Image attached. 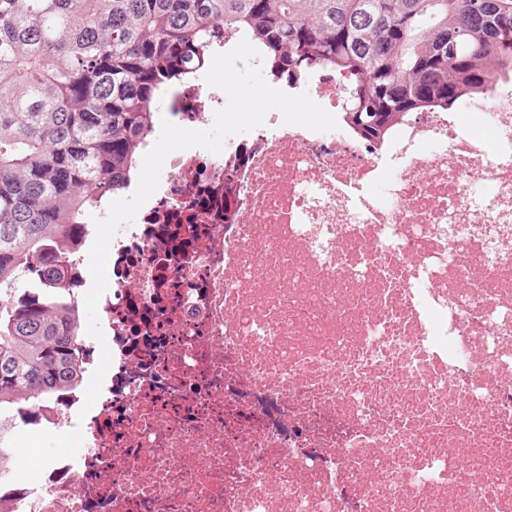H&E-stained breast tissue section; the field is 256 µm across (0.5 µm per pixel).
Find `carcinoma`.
Returning a JSON list of instances; mask_svg holds the SVG:
<instances>
[{
	"instance_id": "carcinoma-1",
	"label": "carcinoma",
	"mask_w": 512,
	"mask_h": 512,
	"mask_svg": "<svg viewBox=\"0 0 512 512\" xmlns=\"http://www.w3.org/2000/svg\"><path fill=\"white\" fill-rule=\"evenodd\" d=\"M228 31L284 76L346 72L345 120L376 139L512 62V0H0V411L32 423L74 383L83 213L128 186L158 94Z\"/></svg>"
}]
</instances>
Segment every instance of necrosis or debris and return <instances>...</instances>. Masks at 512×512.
Instances as JSON below:
<instances>
[{"label":"necrosis or debris","mask_w":512,"mask_h":512,"mask_svg":"<svg viewBox=\"0 0 512 512\" xmlns=\"http://www.w3.org/2000/svg\"><path fill=\"white\" fill-rule=\"evenodd\" d=\"M346 82L296 79L335 115ZM223 105L194 76L155 109ZM164 170L112 241L82 452L0 512H512V68L383 140L272 119Z\"/></svg>","instance_id":"necrosis-or-debris-1"}]
</instances>
